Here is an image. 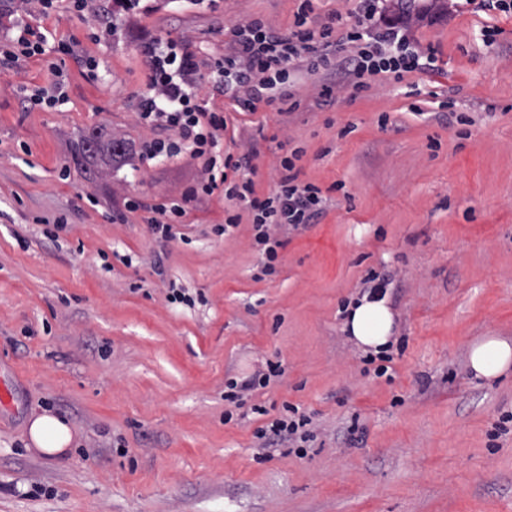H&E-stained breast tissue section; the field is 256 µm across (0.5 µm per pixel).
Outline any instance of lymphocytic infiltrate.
I'll return each instance as SVG.
<instances>
[{
  "instance_id": "obj_1",
  "label": "lymphocytic infiltrate",
  "mask_w": 512,
  "mask_h": 512,
  "mask_svg": "<svg viewBox=\"0 0 512 512\" xmlns=\"http://www.w3.org/2000/svg\"><path fill=\"white\" fill-rule=\"evenodd\" d=\"M412 22V16L405 12L389 16L387 6L379 0H360L359 19L354 24H346L338 12L320 21L314 15L313 0H298L287 30L259 17L232 27L224 55L215 62L213 88L228 100L232 111L253 112L263 104L283 114L298 106L290 85L301 72L326 77L319 96L329 102L342 82L361 89L374 76L389 75L400 81L409 73L433 71L437 51L411 41ZM11 28V33L0 35L1 69L35 57L50 60L54 54H75L73 42L62 39L49 44L46 33L22 20H13ZM142 53L149 74L139 115L148 124L177 133L173 140L145 142L142 156L155 159L186 154L203 162L200 180L183 199L151 206L148 222L153 234L169 239L175 221L186 215L188 202L212 196L220 189L225 199L239 204L240 210L225 216L218 233H226L239 224L242 214H249L254 242L263 252L262 272L275 273L283 234L316 223L326 206L321 188L299 179L297 163L302 149L281 157L273 190L259 195L252 179L257 151L251 147L236 156L224 153L221 141L227 118L223 110L207 106L198 96L200 75L195 53L159 38L146 44ZM48 71V86L21 94L22 104L52 110L67 102L59 65L50 60ZM310 423V418L297 415L295 407L288 404L279 418L258 429L257 436L295 446L309 441Z\"/></svg>"
}]
</instances>
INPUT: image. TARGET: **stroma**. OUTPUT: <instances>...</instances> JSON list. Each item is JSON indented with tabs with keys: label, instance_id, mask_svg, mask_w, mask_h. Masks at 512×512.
<instances>
[{
	"label": "stroma",
	"instance_id": "stroma-1",
	"mask_svg": "<svg viewBox=\"0 0 512 512\" xmlns=\"http://www.w3.org/2000/svg\"><path fill=\"white\" fill-rule=\"evenodd\" d=\"M298 0H149L93 40L94 14L58 0H11L15 18L77 42L94 77L66 61L69 100L25 110L18 86H45L42 60L0 70V512H512V374L475 377L472 343L512 340V14L474 0H414L412 38L437 67L342 86L299 73L290 114L228 113L224 151L256 146L253 179L269 193L281 156L302 148V181L327 197L318 222L288 233L271 276L249 216L220 235L223 191L190 203L170 239L147 206L181 198L201 173L187 155L140 157L173 130L138 116L154 37L197 54L198 93L230 28L260 16L287 28ZM495 31L483 40V28ZM453 102L470 124L436 119ZM100 127L131 146L111 176L72 162ZM142 210L112 219L127 199ZM388 281L395 343L380 377L343 330L371 277ZM203 294L188 307L169 284ZM279 364L246 406L312 415L304 454L257 438L265 418L225 421L224 391ZM65 420L75 440L37 452L29 418Z\"/></svg>",
	"mask_w": 512,
	"mask_h": 512
}]
</instances>
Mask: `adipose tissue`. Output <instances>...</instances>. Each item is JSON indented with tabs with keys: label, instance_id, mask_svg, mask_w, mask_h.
<instances>
[{
	"label": "adipose tissue",
	"instance_id": "obj_1",
	"mask_svg": "<svg viewBox=\"0 0 512 512\" xmlns=\"http://www.w3.org/2000/svg\"><path fill=\"white\" fill-rule=\"evenodd\" d=\"M343 329L355 345L374 354L385 350L394 333V318L386 299L361 296L347 309ZM468 365L479 378L493 380L512 371V341L487 336L474 342L468 352ZM29 438L35 449L47 456L65 452L73 442L71 428L48 412L32 415Z\"/></svg>",
	"mask_w": 512,
	"mask_h": 512
}]
</instances>
